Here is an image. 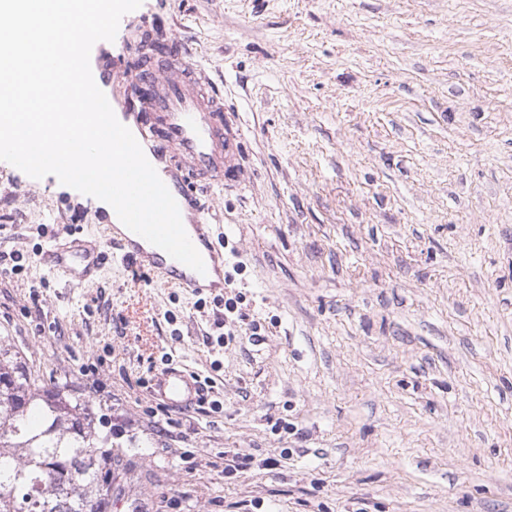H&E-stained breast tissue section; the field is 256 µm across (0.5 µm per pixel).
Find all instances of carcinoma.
Listing matches in <instances>:
<instances>
[{"label": "carcinoma", "instance_id": "obj_1", "mask_svg": "<svg viewBox=\"0 0 512 512\" xmlns=\"http://www.w3.org/2000/svg\"><path fill=\"white\" fill-rule=\"evenodd\" d=\"M36 377L17 351L0 348V512H112V450L105 417Z\"/></svg>", "mask_w": 512, "mask_h": 512}]
</instances>
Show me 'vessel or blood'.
<instances>
[{
  "instance_id": "vessel-or-blood-1",
  "label": "vessel or blood",
  "mask_w": 512,
  "mask_h": 512,
  "mask_svg": "<svg viewBox=\"0 0 512 512\" xmlns=\"http://www.w3.org/2000/svg\"><path fill=\"white\" fill-rule=\"evenodd\" d=\"M93 77L100 86L133 85L134 92L117 118L134 122L133 134L147 159L166 157L173 163V171L165 173L163 181L179 206L185 230L203 257L206 271H194L134 232L115 228L102 239L81 226L71 227L67 239L49 246L47 263L78 281H88L100 264L104 244L109 243L122 259L165 283L198 297L223 293L228 286L224 254L194 195L200 188L237 182L242 175L239 133L224 115L223 93L169 37L152 42L143 66L103 63L94 69ZM151 394L175 409L189 410L206 392L195 375L173 365L158 373Z\"/></svg>"
}]
</instances>
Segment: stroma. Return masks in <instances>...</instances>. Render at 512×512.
Listing matches in <instances>:
<instances>
[{
    "label": "stroma",
    "instance_id": "35a3bbf8",
    "mask_svg": "<svg viewBox=\"0 0 512 512\" xmlns=\"http://www.w3.org/2000/svg\"><path fill=\"white\" fill-rule=\"evenodd\" d=\"M156 25L241 130L199 199L264 336L208 344L223 303L130 265L50 270L101 206L0 161V344L107 409L140 512H512V0H143L106 56ZM171 361L221 410L156 421ZM253 465V456L240 448H228L224 451V476L231 478L249 470Z\"/></svg>",
    "mask_w": 512,
    "mask_h": 512
}]
</instances>
